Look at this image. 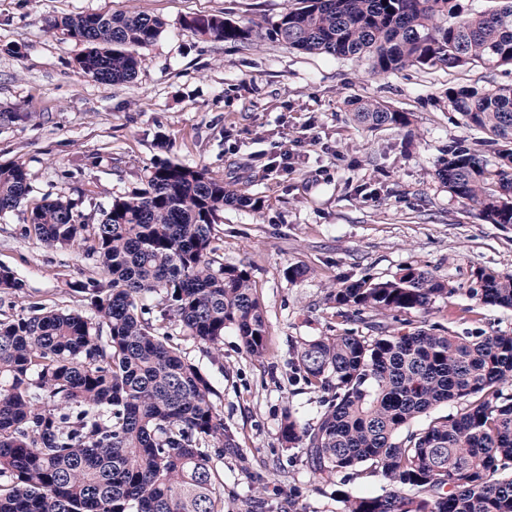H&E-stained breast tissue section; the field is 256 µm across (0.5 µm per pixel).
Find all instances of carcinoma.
Here are the masks:
<instances>
[{"mask_svg": "<svg viewBox=\"0 0 512 512\" xmlns=\"http://www.w3.org/2000/svg\"><path fill=\"white\" fill-rule=\"evenodd\" d=\"M499 2L475 11L464 0H302L266 35L310 54L365 55L378 74L417 65L494 70L512 67V0ZM47 26L84 46L73 68L115 86L134 78L165 23L130 10ZM182 27L224 43L261 37L222 13L187 16ZM448 106L493 134L481 145L499 162L454 141L438 179L487 223L512 224V85L450 87ZM352 115L367 130L410 124L409 113L372 101ZM31 192L26 166L0 165V217ZM262 204L203 167L159 160L95 224L62 197L32 207L24 235L89 261L88 274L67 283L88 313L39 300L19 313L0 308V512H224L215 462L241 454L211 380L169 343L167 329L177 325L213 349L232 329L249 356L265 355L268 325L250 273L224 264L214 245L224 207ZM22 288L1 265L0 292ZM453 292L414 268L385 281L346 278L327 296L336 334L295 347L320 410L314 423L286 411L281 444L305 449L325 483L365 466L387 483L375 496L336 490L342 512H512V333L460 334L401 318ZM469 293L512 308V277L478 268ZM365 313L377 316L368 336L348 328ZM443 403L456 412L411 428Z\"/></svg>", "mask_w": 512, "mask_h": 512, "instance_id": "1", "label": "carcinoma"}]
</instances>
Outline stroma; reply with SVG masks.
<instances>
[{
  "mask_svg": "<svg viewBox=\"0 0 512 512\" xmlns=\"http://www.w3.org/2000/svg\"><path fill=\"white\" fill-rule=\"evenodd\" d=\"M301 0H0V164L19 162L31 175L30 202L62 196L97 221L103 206L137 186L159 159L198 163L242 192L260 210L225 208L216 244L228 265L247 266L269 325L264 358L249 357L234 331L222 353L183 337L172 342L215 386L224 425L243 453L219 466L226 512H341L337 490L383 493L369 469L318 483L303 449L281 447L280 420L297 409L313 420L318 395L295 370L294 347L336 332L330 287L344 278H392L411 266L453 287L424 318L446 328L512 332V309L473 304L472 270L512 277V224H489L436 175L449 141L479 139L448 106L454 84H512V68L448 70L408 67L376 75L368 59L297 52L268 37L239 45L191 37L184 17L221 12L241 25H266ZM139 10L166 28L145 51L134 79L93 81L71 66L82 47L49 31V16ZM373 100L411 115L404 129L367 131L351 105ZM296 148L292 168L270 169ZM19 207L0 220V265L22 291L15 307L40 299L84 311L68 282L87 264L76 253L22 237ZM306 268L290 280L291 265ZM263 495H255L257 486Z\"/></svg>",
  "mask_w": 512,
  "mask_h": 512,
  "instance_id": "35a3bbf8",
  "label": "stroma"
}]
</instances>
